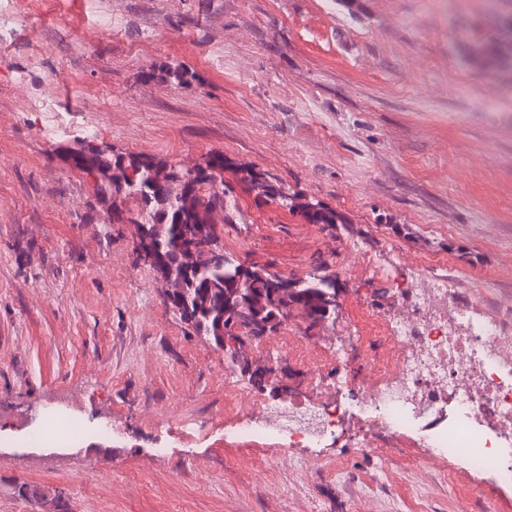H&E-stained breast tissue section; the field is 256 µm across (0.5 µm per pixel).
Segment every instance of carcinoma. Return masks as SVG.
<instances>
[{"label":"carcinoma","instance_id":"obj_1","mask_svg":"<svg viewBox=\"0 0 512 512\" xmlns=\"http://www.w3.org/2000/svg\"><path fill=\"white\" fill-rule=\"evenodd\" d=\"M512 56L511 41L487 40L474 44L468 54L480 68H499ZM84 137L59 149L65 164L92 179L93 193L106 224H135L136 251L154 254L148 263L165 283L163 299L192 335L224 350L231 363L250 365L244 349H232L225 337L236 329L246 335L276 334L288 320L305 324L313 336L333 318L326 314V295L338 289L336 275L316 271L288 290L275 287L280 273L250 267L238 280L240 263L224 257L214 261L206 245L220 246L221 224L236 223L232 190L224 185V154L208 156L199 168L182 161L144 154H114L108 149L90 153ZM240 180L259 193L288 200L265 174L241 170ZM137 211L125 208L128 199ZM309 224H341L336 211L318 203H292Z\"/></svg>","mask_w":512,"mask_h":512}]
</instances>
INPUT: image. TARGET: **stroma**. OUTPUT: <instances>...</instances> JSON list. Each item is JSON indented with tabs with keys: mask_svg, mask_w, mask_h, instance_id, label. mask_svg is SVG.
<instances>
[{
	"mask_svg": "<svg viewBox=\"0 0 512 512\" xmlns=\"http://www.w3.org/2000/svg\"><path fill=\"white\" fill-rule=\"evenodd\" d=\"M496 12L512 0H0V512H512V489L413 434L235 442L277 390L186 335L136 225L103 223L56 153L90 124L118 154L223 152L239 212L225 252L296 277L327 265L365 363L385 352L378 318L423 277L449 276L457 306L485 315L512 292V64L466 59L500 35ZM179 64L189 83L158 79ZM240 166L342 223H306ZM354 245L377 271L349 266ZM271 341L251 357L316 399L333 340L289 325ZM51 407L91 422L80 447H28ZM242 176L241 181L248 183L253 189H257L259 193L272 198L281 199L288 202V196L284 195L281 188L275 184H272L264 173L256 172L253 169L246 168L240 170Z\"/></svg>",
	"mask_w": 512,
	"mask_h": 512,
	"instance_id": "stroma-1",
	"label": "stroma"
}]
</instances>
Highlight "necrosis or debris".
I'll use <instances>...</instances> for the list:
<instances>
[{
	"label": "necrosis or debris",
	"instance_id": "necrosis-or-debris-1",
	"mask_svg": "<svg viewBox=\"0 0 512 512\" xmlns=\"http://www.w3.org/2000/svg\"><path fill=\"white\" fill-rule=\"evenodd\" d=\"M397 314L383 317V358L355 377L343 370L346 336L336 325L335 377L322 378L324 401L296 398L261 403L238 438L280 448L332 445L351 412L363 414L356 445L374 448L400 433H421L428 447L463 457L477 471L512 488V297L498 315L449 309L448 283L410 291ZM85 421L52 412L30 437L36 443L78 444Z\"/></svg>",
	"mask_w": 512,
	"mask_h": 512
}]
</instances>
